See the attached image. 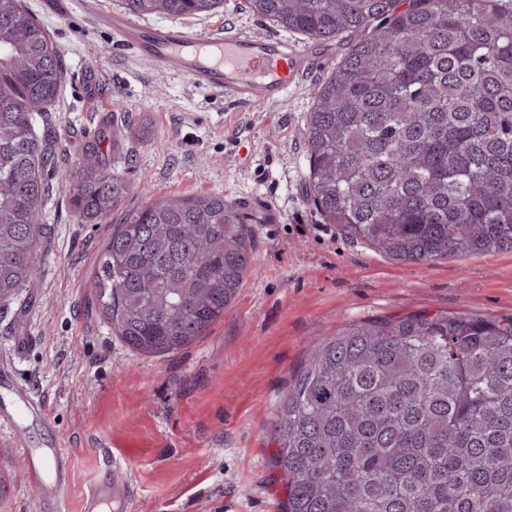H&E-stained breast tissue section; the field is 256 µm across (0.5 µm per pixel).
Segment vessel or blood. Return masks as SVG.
Instances as JSON below:
<instances>
[{"label":"vessel or blood","mask_w":512,"mask_h":512,"mask_svg":"<svg viewBox=\"0 0 512 512\" xmlns=\"http://www.w3.org/2000/svg\"><path fill=\"white\" fill-rule=\"evenodd\" d=\"M96 21L112 30L134 57L157 67L177 66L195 86L223 91L249 103L279 102L306 69L296 49L285 40L241 35L204 40L180 26L141 27L120 12L99 15ZM21 414L41 422L49 419L45 401L20 387L11 362L0 359V431L13 432ZM15 446L33 478L54 466L56 478L44 495L63 503L68 490L64 444L34 449L19 437Z\"/></svg>","instance_id":"obj_1"}]
</instances>
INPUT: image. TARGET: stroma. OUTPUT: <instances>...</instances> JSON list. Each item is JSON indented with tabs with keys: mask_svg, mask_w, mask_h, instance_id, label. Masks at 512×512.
I'll return each instance as SVG.
<instances>
[{
	"mask_svg": "<svg viewBox=\"0 0 512 512\" xmlns=\"http://www.w3.org/2000/svg\"><path fill=\"white\" fill-rule=\"evenodd\" d=\"M57 47L65 78L36 124L57 156L42 206L41 275L0 306V355L49 405L48 437L72 456L65 512L118 458L127 512H281L286 497L270 433L291 377L349 324L422 311L512 318V252L397 263L323 223L307 195L306 127L318 86L353 40L312 39L260 18L246 0L180 19L200 38L230 32L285 39L313 71L275 104H246L194 87L176 66L157 69L90 24L84 0L67 15L22 0ZM99 146V160L129 185V206L147 198L220 193L243 210L254 265L223 318L182 350H130L93 305L92 279L112 235L111 218L86 223L63 190ZM29 338L13 355L18 328ZM0 434V512H43L27 463Z\"/></svg>",
	"mask_w": 512,
	"mask_h": 512,
	"instance_id": "1",
	"label": "stroma"
}]
</instances>
